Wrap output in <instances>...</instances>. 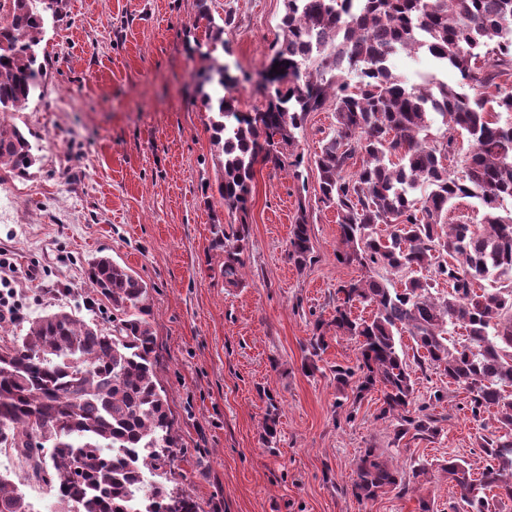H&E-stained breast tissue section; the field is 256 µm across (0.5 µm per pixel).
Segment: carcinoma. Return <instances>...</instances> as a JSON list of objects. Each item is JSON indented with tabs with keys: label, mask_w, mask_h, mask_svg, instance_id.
I'll use <instances>...</instances> for the list:
<instances>
[{
	"label": "carcinoma",
	"mask_w": 512,
	"mask_h": 512,
	"mask_svg": "<svg viewBox=\"0 0 512 512\" xmlns=\"http://www.w3.org/2000/svg\"><path fill=\"white\" fill-rule=\"evenodd\" d=\"M37 0H0V113L16 112L40 90L44 16ZM268 72L267 104L250 112L229 94L235 79L213 54L224 27L206 0V51L212 63L201 91L213 144L224 156L216 193L238 226L227 233L214 219L212 247L224 255V285L239 287L248 240L245 215L254 167L286 170L308 114L335 112L331 136L314 156L318 201L336 211L341 247L336 259L363 277L336 289L332 319L316 325L310 354L327 348L325 326L358 343L356 367L336 366L342 385L356 379L353 403L381 388L378 418L394 426L393 444L407 435L439 432L435 407L444 395L413 406V367L448 376L465 394L474 419L494 412L498 423L480 443L484 465L474 477L458 455L438 471L460 490L468 512H504L512 504V0H284ZM423 50L451 67L453 85H409L389 67L398 52ZM441 116L443 140L427 142L431 114ZM471 150L451 174L457 136ZM35 147L15 125L0 121V169L30 175ZM477 198L484 225L448 222L452 205ZM388 224L381 237L374 226ZM310 234L305 207L293 224L288 258L306 265ZM425 269L395 287L386 272ZM87 279L112 307V328L59 309L30 323L22 339L0 345V447L12 450L30 478L55 490L57 509L78 512H197L194 500L143 474L167 473L178 439L167 395L157 380V339L148 286L110 257L87 262ZM448 292L441 293V283ZM373 308L355 318V303ZM463 328L466 338L454 339ZM416 350L409 364L397 336ZM356 496L374 501L410 482L392 449L361 451ZM0 512H33L26 496L0 474Z\"/></svg>",
	"instance_id": "cac0c4a2"
}]
</instances>
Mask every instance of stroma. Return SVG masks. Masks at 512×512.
<instances>
[{
    "mask_svg": "<svg viewBox=\"0 0 512 512\" xmlns=\"http://www.w3.org/2000/svg\"><path fill=\"white\" fill-rule=\"evenodd\" d=\"M224 31L223 60L242 110L264 103L262 68L279 33L283 0H207ZM198 0H58L45 12L47 60L41 88L6 113L36 147L28 178L0 171V250L17 266L22 316L0 321V337L24 336L44 313L90 312L101 327L112 309L86 279L89 259L109 256L131 268L150 294L158 380L175 419L179 448L170 485L198 512H417L418 497L449 512L459 490L433 477L399 498L374 501L351 491L362 448L390 447L378 420L380 391L354 403L334 366L357 362L355 341L326 330L328 347L307 350L317 320H331L336 289L361 278L336 259L340 230L315 193L313 158L333 131L332 111L310 113L298 136L301 177L257 164L248 208L241 286L228 288L212 249L213 197L220 156L197 86L207 65L194 50L205 30ZM311 252L305 267L288 258L299 209ZM37 277H28L29 269ZM416 398L441 389L438 435L400 442L403 471L436 464L449 452L481 466L479 445L492 420L474 421L445 375L414 372ZM280 407L277 438L265 446L268 402ZM354 421H346L348 406Z\"/></svg>",
    "mask_w": 512,
    "mask_h": 512,
    "instance_id": "stroma-1",
    "label": "stroma"
}]
</instances>
